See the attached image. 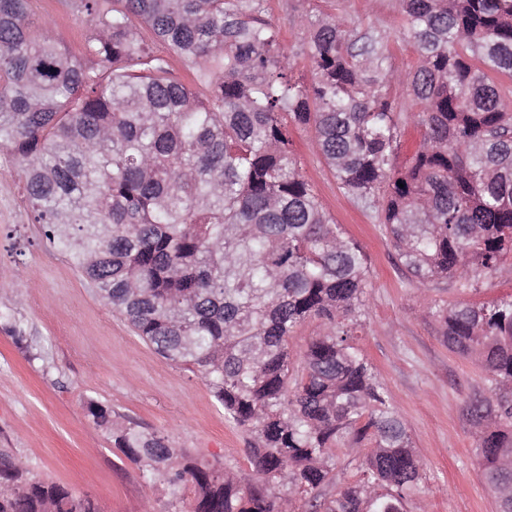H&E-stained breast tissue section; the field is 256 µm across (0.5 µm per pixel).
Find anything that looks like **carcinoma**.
<instances>
[{"instance_id": "obj_1", "label": "carcinoma", "mask_w": 512, "mask_h": 512, "mask_svg": "<svg viewBox=\"0 0 512 512\" xmlns=\"http://www.w3.org/2000/svg\"><path fill=\"white\" fill-rule=\"evenodd\" d=\"M66 2L86 22L80 54L33 24L30 0H0V146L44 237L147 345L202 375L249 468L200 461L98 403L93 421L196 512H407L426 463L354 343L367 257L300 173L291 131L312 130L379 218L419 307L434 281L497 272L512 260V89L495 80L512 79V0H399L408 69L374 28L299 15L306 82L263 0ZM409 124L420 138L399 167ZM435 317L488 377L466 412L484 483L512 512V296ZM311 318L321 334L295 346ZM360 455L358 478L327 495L336 461ZM0 512L101 508L1 448Z\"/></svg>"}]
</instances>
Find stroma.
<instances>
[{
	"label": "stroma",
	"mask_w": 512,
	"mask_h": 512,
	"mask_svg": "<svg viewBox=\"0 0 512 512\" xmlns=\"http://www.w3.org/2000/svg\"><path fill=\"white\" fill-rule=\"evenodd\" d=\"M282 27L289 54L302 56L294 16L321 10L348 29L372 26L388 38L392 64L417 60L397 0H264ZM34 22L52 19L65 44L79 46L85 24L65 0H31ZM293 138L298 162L327 213L363 247L371 274L369 310L356 345L376 367L392 404L404 417L427 467L409 512H497L484 486L476 431L464 408L488 386L478 366L448 352L434 316L415 304L412 283L373 214L338 187L312 146L310 131ZM512 295V265L482 278L431 284L439 309L460 300L486 303ZM21 328L23 339L13 330ZM163 432L184 448L225 467L248 468L244 435L224 418L199 372L174 365L143 343L127 322L89 288L68 257L33 221L19 164L0 148V448L25 469L93 496L102 512H180L182 501L129 460L106 429L94 424L89 402Z\"/></svg>",
	"instance_id": "obj_1"
}]
</instances>
